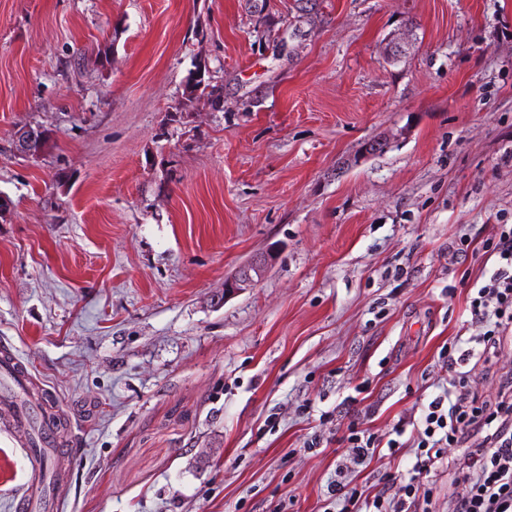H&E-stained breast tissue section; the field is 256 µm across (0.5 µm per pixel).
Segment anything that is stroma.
<instances>
[{
  "mask_svg": "<svg viewBox=\"0 0 512 512\" xmlns=\"http://www.w3.org/2000/svg\"><path fill=\"white\" fill-rule=\"evenodd\" d=\"M0 196V348L53 406L57 512H333L348 425L442 393L512 224V0H0ZM26 438L0 426V512ZM430 480L448 512L460 449ZM45 134L42 131L30 129L18 131L16 133V149L20 155L35 156L41 151V145ZM272 261V254L258 256L239 268L237 274L224 281V295L229 297L238 293L242 288L252 285L255 278H261Z\"/></svg>",
  "mask_w": 512,
  "mask_h": 512,
  "instance_id": "35a3bbf8",
  "label": "stroma"
}]
</instances>
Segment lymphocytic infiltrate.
<instances>
[{
  "label": "lymphocytic infiltrate",
  "mask_w": 512,
  "mask_h": 512,
  "mask_svg": "<svg viewBox=\"0 0 512 512\" xmlns=\"http://www.w3.org/2000/svg\"><path fill=\"white\" fill-rule=\"evenodd\" d=\"M483 250L496 257L498 266L469 299L478 329L473 347L458 355L452 347H442V366L453 374L442 394L423 407L420 422L398 420L387 440L350 423L344 438L347 452L328 486L339 512H415L429 503L428 477L449 448L464 451L468 488L451 501L448 512H512V374L490 401L482 397L474 371L485 365L491 351L512 341V225H496ZM404 445L416 451L409 479L384 473L381 490L372 495L354 484L352 473L366 470L382 449Z\"/></svg>",
  "instance_id": "lymphocytic-infiltrate-1"
}]
</instances>
